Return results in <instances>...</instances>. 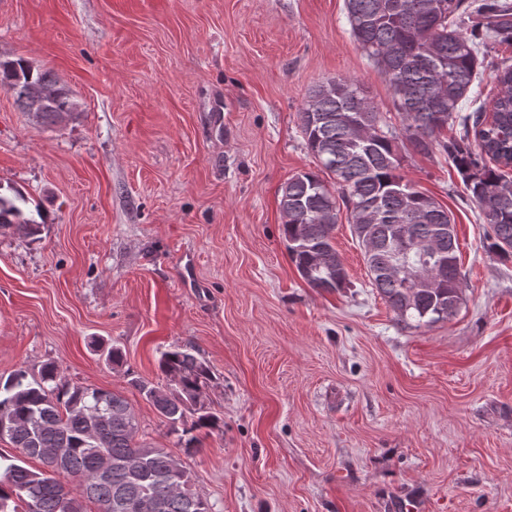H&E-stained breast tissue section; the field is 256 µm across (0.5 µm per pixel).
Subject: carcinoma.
I'll return each instance as SVG.
<instances>
[{
  "mask_svg": "<svg viewBox=\"0 0 512 512\" xmlns=\"http://www.w3.org/2000/svg\"><path fill=\"white\" fill-rule=\"evenodd\" d=\"M351 32L389 83L401 112L406 139L419 152L439 146L456 163L488 225L490 248L512 254V67L497 75L500 92L490 120L483 113L460 115L478 77L479 55L488 43L512 41L509 0H345ZM40 89L45 104L34 118L58 124L72 117L76 103L49 70L23 58L0 59V89L30 111L28 92ZM355 81L333 78L318 84L298 112L307 149L333 186L314 173L298 174L281 189L280 211L288 254L313 288L336 291L347 273L333 243L341 209L362 250L370 282L399 321L432 325L454 316L462 300L459 242L446 208L397 174L396 133L384 130L372 103L358 96ZM473 122L474 139L443 141L437 134L456 122ZM28 199L19 190L0 194V228L19 225L40 232L25 216ZM408 224L415 237L437 240L431 253H406L394 225ZM418 266L435 274V287L414 290L400 269ZM159 368L172 390L133 378L130 384L152 403L178 434L186 454L197 450L199 432L220 428L219 418L200 404L209 368L191 350L165 351ZM138 422L125 397L101 388L69 383L53 363L39 378L22 369L0 384V438L25 456L52 448L59 466L31 471L0 455V512H82V500L100 512H213L194 489L190 471L165 448L138 439ZM112 462L107 481L98 477Z\"/></svg>",
  "mask_w": 512,
  "mask_h": 512,
  "instance_id": "cac0c4a2",
  "label": "carcinoma"
}]
</instances>
